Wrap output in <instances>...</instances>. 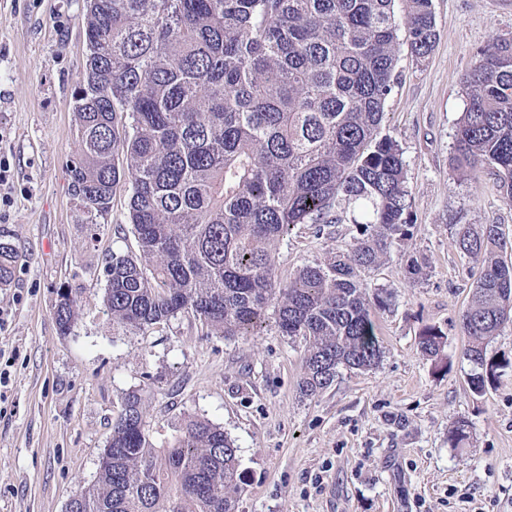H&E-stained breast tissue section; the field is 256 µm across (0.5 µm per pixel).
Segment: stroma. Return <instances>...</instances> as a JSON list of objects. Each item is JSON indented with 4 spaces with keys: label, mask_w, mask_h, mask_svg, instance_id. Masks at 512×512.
<instances>
[{
    "label": "stroma",
    "mask_w": 512,
    "mask_h": 512,
    "mask_svg": "<svg viewBox=\"0 0 512 512\" xmlns=\"http://www.w3.org/2000/svg\"><path fill=\"white\" fill-rule=\"evenodd\" d=\"M438 39L425 59L401 53V81L384 128L407 163L412 235L362 271L374 312L379 365L339 369L334 383L302 396L305 342L274 321L250 336H210L181 314L139 331L112 323L103 298L113 253L136 251L125 192L87 213L70 186L76 153L74 91L84 72L86 0H0V240L20 258L0 286V512H65L91 483L112 422L129 393L142 395L150 439L177 435L184 417L222 426L239 448L237 512H512V322L487 346L505 361L473 394L460 316L478 276L457 243L462 224H498L512 239V201L489 170H453L461 77L477 48L512 37V0H432ZM351 224L294 227L277 250L281 279L348 251ZM424 259L422 276L406 273ZM82 289L78 319L60 334L53 312ZM441 330L440 358L419 337ZM467 419L470 439L448 429Z\"/></svg>",
    "instance_id": "obj_1"
}]
</instances>
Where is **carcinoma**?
<instances>
[{
    "instance_id": "carcinoma-1",
    "label": "carcinoma",
    "mask_w": 512,
    "mask_h": 512,
    "mask_svg": "<svg viewBox=\"0 0 512 512\" xmlns=\"http://www.w3.org/2000/svg\"><path fill=\"white\" fill-rule=\"evenodd\" d=\"M87 0L86 59L74 95L75 195L105 212L127 192L138 254L112 253L104 302L113 322L146 329L192 314L209 332L246 336L273 316L306 342L300 393L330 386L339 368L381 361L373 308L359 273L411 236L406 163L382 133L401 46L427 57L437 41L432 0ZM454 160L489 168L512 201V38L476 51L463 75ZM297 224H353L348 253L304 265L286 281L276 250ZM459 249L480 263L462 313L470 386L498 379L489 340L512 321V261L499 224H460ZM17 253L0 242V285ZM80 291L60 294V333ZM442 352L435 327L419 336ZM470 424L454 421L458 448ZM238 448L205 418L187 416L161 447L141 395L112 423L95 480L69 512H236Z\"/></svg>"
}]
</instances>
